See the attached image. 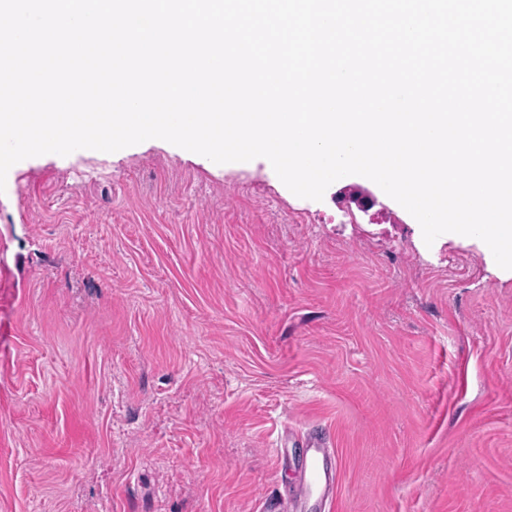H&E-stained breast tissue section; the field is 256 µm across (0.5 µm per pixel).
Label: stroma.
Masks as SVG:
<instances>
[{
  "mask_svg": "<svg viewBox=\"0 0 512 512\" xmlns=\"http://www.w3.org/2000/svg\"><path fill=\"white\" fill-rule=\"evenodd\" d=\"M0 242V512H512V278L381 188L304 199L158 139L46 154ZM308 449L306 457L305 483L300 489V494H307L313 487L323 483L321 489L322 500L327 503L332 499L335 488V479L329 478L326 458L329 454V448L326 447L322 438L311 436L306 441Z\"/></svg>",
  "mask_w": 512,
  "mask_h": 512,
  "instance_id": "1",
  "label": "stroma"
}]
</instances>
